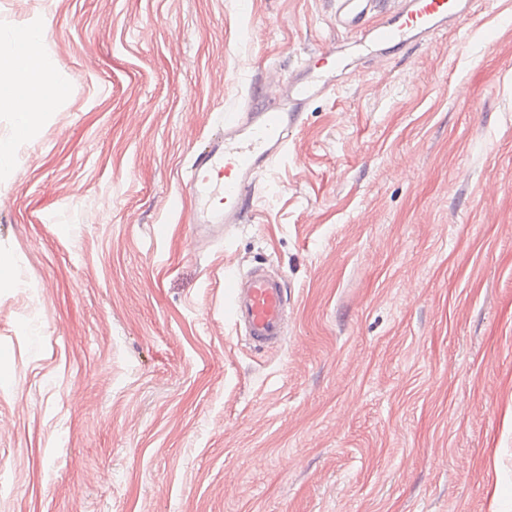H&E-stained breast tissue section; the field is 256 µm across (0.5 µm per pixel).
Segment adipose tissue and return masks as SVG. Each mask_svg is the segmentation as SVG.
<instances>
[{
  "instance_id": "1",
  "label": "adipose tissue",
  "mask_w": 512,
  "mask_h": 512,
  "mask_svg": "<svg viewBox=\"0 0 512 512\" xmlns=\"http://www.w3.org/2000/svg\"><path fill=\"white\" fill-rule=\"evenodd\" d=\"M44 40V29L38 25L20 32L0 30V108H11L14 125L22 132L43 111L44 97L68 94L67 86L52 77L53 65L44 54Z\"/></svg>"
}]
</instances>
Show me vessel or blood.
Listing matches in <instances>:
<instances>
[{"label": "vessel or blood", "instance_id": "1", "mask_svg": "<svg viewBox=\"0 0 512 512\" xmlns=\"http://www.w3.org/2000/svg\"><path fill=\"white\" fill-rule=\"evenodd\" d=\"M477 0H336V24L354 32L359 55L411 49L429 42L470 14ZM349 68L344 51L306 60L277 96L251 94L245 107L225 115L217 132L195 153L185 184L194 206L190 222L207 236L246 223L256 183L288 149L293 132L316 99L335 93ZM229 316L256 350L280 348L287 326L283 279L257 267L231 274Z\"/></svg>", "mask_w": 512, "mask_h": 512}]
</instances>
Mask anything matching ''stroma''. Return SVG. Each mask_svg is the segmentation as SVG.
I'll list each match as a JSON object with an SVG mask.
<instances>
[{"instance_id":"obj_1","label":"stroma","mask_w":512,"mask_h":512,"mask_svg":"<svg viewBox=\"0 0 512 512\" xmlns=\"http://www.w3.org/2000/svg\"><path fill=\"white\" fill-rule=\"evenodd\" d=\"M68 95L0 171V512H512V0L357 58L198 240L192 154L333 0H0ZM288 288L249 349L224 275Z\"/></svg>"}]
</instances>
